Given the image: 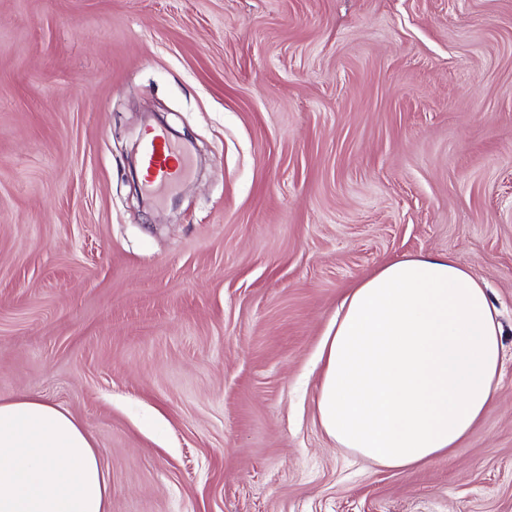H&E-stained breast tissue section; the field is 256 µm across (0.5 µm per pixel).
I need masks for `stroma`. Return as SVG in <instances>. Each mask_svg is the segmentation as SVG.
Instances as JSON below:
<instances>
[{
  "instance_id": "1",
  "label": "stroma",
  "mask_w": 512,
  "mask_h": 512,
  "mask_svg": "<svg viewBox=\"0 0 512 512\" xmlns=\"http://www.w3.org/2000/svg\"><path fill=\"white\" fill-rule=\"evenodd\" d=\"M164 113L192 172L137 198ZM488 284L458 448L375 466L316 354L385 263ZM89 433L109 512H512V0H0V399Z\"/></svg>"
}]
</instances>
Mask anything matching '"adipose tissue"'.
Instances as JSON below:
<instances>
[{
  "mask_svg": "<svg viewBox=\"0 0 512 512\" xmlns=\"http://www.w3.org/2000/svg\"><path fill=\"white\" fill-rule=\"evenodd\" d=\"M501 336L486 282L453 258L385 264L324 334L320 424L385 468L449 455L496 399ZM111 497L70 412L26 394L0 400V512H108Z\"/></svg>",
  "mask_w": 512,
  "mask_h": 512,
  "instance_id": "adipose-tissue-1",
  "label": "adipose tissue"
}]
</instances>
